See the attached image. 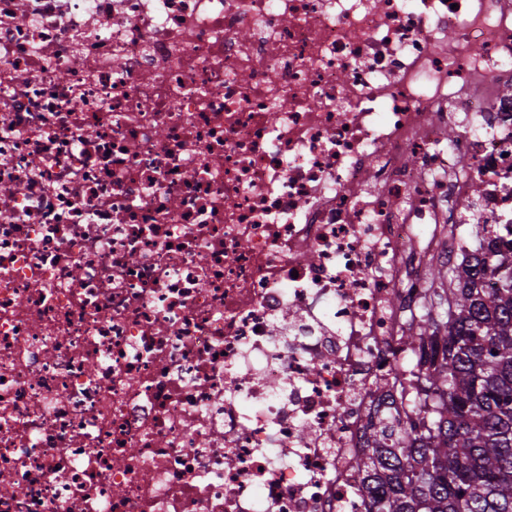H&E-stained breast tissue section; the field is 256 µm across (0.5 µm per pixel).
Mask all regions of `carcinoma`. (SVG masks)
I'll list each match as a JSON object with an SVG mask.
<instances>
[{
	"label": "carcinoma",
	"mask_w": 512,
	"mask_h": 512,
	"mask_svg": "<svg viewBox=\"0 0 512 512\" xmlns=\"http://www.w3.org/2000/svg\"><path fill=\"white\" fill-rule=\"evenodd\" d=\"M402 337L400 399L355 459L366 512H512V242L440 268Z\"/></svg>",
	"instance_id": "carcinoma-1"
}]
</instances>
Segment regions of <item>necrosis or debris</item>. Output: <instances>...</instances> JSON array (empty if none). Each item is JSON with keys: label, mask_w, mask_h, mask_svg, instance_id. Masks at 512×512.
I'll return each mask as SVG.
<instances>
[{"label": "necrosis or debris", "mask_w": 512, "mask_h": 512, "mask_svg": "<svg viewBox=\"0 0 512 512\" xmlns=\"http://www.w3.org/2000/svg\"><path fill=\"white\" fill-rule=\"evenodd\" d=\"M465 224L512 0H0V512H364Z\"/></svg>", "instance_id": "1"}]
</instances>
